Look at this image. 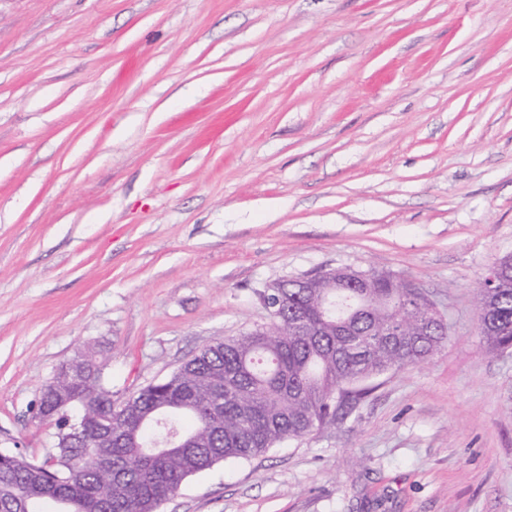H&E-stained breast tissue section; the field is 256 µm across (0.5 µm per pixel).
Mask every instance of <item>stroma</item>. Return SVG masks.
Listing matches in <instances>:
<instances>
[{"instance_id":"35a3bbf8","label":"stroma","mask_w":512,"mask_h":512,"mask_svg":"<svg viewBox=\"0 0 512 512\" xmlns=\"http://www.w3.org/2000/svg\"><path fill=\"white\" fill-rule=\"evenodd\" d=\"M512 0H0V449L95 351L113 405L267 323L278 279L412 280L449 323L336 428L159 512H512ZM511 264L512 260L507 255L500 257L496 262V267L487 276L488 285L486 286V278H484L474 289V302L479 312L484 310L486 292L489 288L495 290L493 298V306L496 308L494 313L495 330H489L482 317L478 322L486 349L492 355L512 348V283L506 288H496L497 284L501 285L507 282Z\"/></svg>"}]
</instances>
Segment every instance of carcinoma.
Instances as JSON below:
<instances>
[{
    "instance_id": "1",
    "label": "carcinoma",
    "mask_w": 512,
    "mask_h": 512,
    "mask_svg": "<svg viewBox=\"0 0 512 512\" xmlns=\"http://www.w3.org/2000/svg\"><path fill=\"white\" fill-rule=\"evenodd\" d=\"M421 297L404 281L369 272L361 288L293 284L268 290L270 325L226 337L120 406L95 364L76 383L58 371L39 398L56 444L42 456L0 451V512H158L191 476L248 460L288 440L334 428L336 395L431 358L447 341L409 313ZM495 330L478 322L487 351L512 348V283L495 289ZM406 336H390L393 328ZM78 421L81 436L68 439Z\"/></svg>"
}]
</instances>
